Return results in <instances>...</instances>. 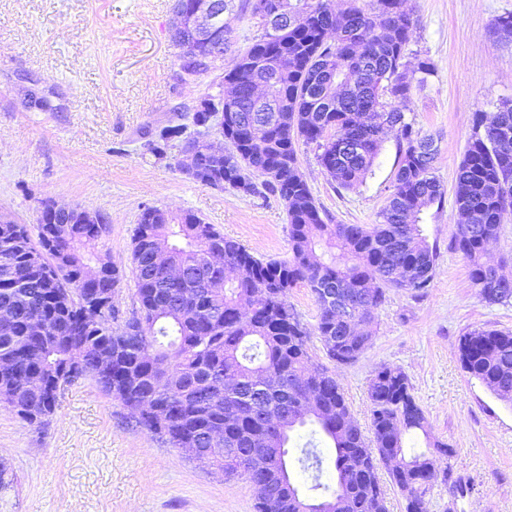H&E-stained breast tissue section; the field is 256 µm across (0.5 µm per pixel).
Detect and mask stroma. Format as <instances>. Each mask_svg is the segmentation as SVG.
<instances>
[{
	"label": "stroma",
	"instance_id": "35a3bbf8",
	"mask_svg": "<svg viewBox=\"0 0 512 512\" xmlns=\"http://www.w3.org/2000/svg\"><path fill=\"white\" fill-rule=\"evenodd\" d=\"M173 0H0V215L36 227L42 201L79 206L109 219L96 252L121 274L116 304L131 312L135 284L132 236L142 209L190 211L264 260L288 258L284 204L271 195L221 191L189 179L172 158L144 145L204 94L224 90L223 69L183 80L169 37ZM416 17L406 58L434 73L411 93L410 115L438 153L441 203L422 215L437 252L425 295L390 289L366 331L372 340L353 363L335 366L351 413L370 426L369 382L382 366L407 374L426 418L427 440L450 444L451 481L431 489V512H512V403L462 368L461 336L479 328L512 330V301H482L469 266L452 242L454 193L475 113L512 99V41L491 31L512 0H407ZM50 101L52 111L33 105ZM317 203L337 224H374L397 171L395 137L385 141L373 175L346 191L324 172L314 146L298 148ZM309 438L294 432L288 470L303 496L314 480L334 484L335 452L320 443L319 477L296 458ZM0 463L11 485L0 512H255L254 492L161 444L136 427L129 410L94 379L65 386L41 426L0 403Z\"/></svg>",
	"mask_w": 512,
	"mask_h": 512
}]
</instances>
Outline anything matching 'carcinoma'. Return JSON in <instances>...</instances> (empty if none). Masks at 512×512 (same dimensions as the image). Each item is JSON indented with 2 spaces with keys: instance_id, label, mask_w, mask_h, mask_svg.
<instances>
[{
  "instance_id": "obj_1",
  "label": "carcinoma",
  "mask_w": 512,
  "mask_h": 512,
  "mask_svg": "<svg viewBox=\"0 0 512 512\" xmlns=\"http://www.w3.org/2000/svg\"><path fill=\"white\" fill-rule=\"evenodd\" d=\"M224 10L262 16L263 0H216ZM280 0L283 22L234 54L224 84L234 100L224 113V150L198 159L191 179L243 195L267 192L285 205L291 257L267 261L224 237L192 212L154 207L140 213L132 239L135 308L120 318L84 320L78 293L85 266L100 237L71 215L37 225L0 223V395L15 399L18 417L40 425L55 411L52 384L66 363L73 381L93 378L129 408L136 425L227 476L253 486L255 512H387L380 465L388 467L404 512H430L426 478L448 482L454 448L441 441L405 458L404 436L425 430L426 416L405 373L375 371L368 399L370 435L354 420L335 373L308 371L310 336L338 364L355 362L371 336L386 290L427 291L436 253L419 224L422 211L441 203L432 172L437 147L421 135L407 111L413 88L431 68H412L405 48L415 24L404 0ZM492 29L512 39V13L496 16ZM180 69L200 76L224 61L229 38L217 45L186 27L171 29ZM203 95L188 131L183 123L151 134L146 150L157 159L182 155L209 132L210 104ZM397 138L393 190L377 224H331L301 171L298 144L316 146L318 162L337 187L355 190L373 174L386 138ZM262 178L261 183L254 181ZM455 249L469 263L477 295L489 304L505 277L482 261L500 224L512 218V101L488 117L479 112L456 177ZM321 257H316V248ZM223 255V268L211 253ZM57 267L43 275L29 256ZM179 276H174L172 270ZM303 285L318 305L307 328L288 302ZM43 333L27 331L30 319ZM463 369L498 397L512 401V332L478 329L459 345ZM109 373L98 371L103 356ZM305 425L334 444L336 483L308 501L280 468L290 432ZM321 483L322 458L309 439L297 458Z\"/></svg>"
}]
</instances>
